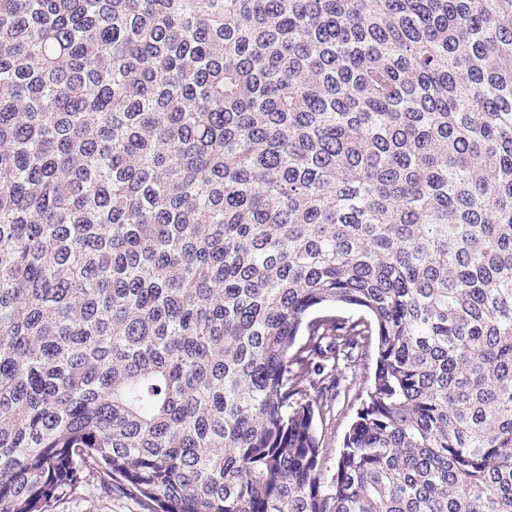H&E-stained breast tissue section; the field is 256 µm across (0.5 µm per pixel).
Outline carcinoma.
Returning <instances> with one entry per match:
<instances>
[{
    "label": "carcinoma",
    "mask_w": 512,
    "mask_h": 512,
    "mask_svg": "<svg viewBox=\"0 0 512 512\" xmlns=\"http://www.w3.org/2000/svg\"><path fill=\"white\" fill-rule=\"evenodd\" d=\"M91 479L512 512V0H0V512ZM358 402L354 396L344 399L342 396L336 401V416L323 422L318 421L319 433L324 438V453L322 457L323 472L329 474L336 463L337 450L348 428L349 422L355 412Z\"/></svg>",
    "instance_id": "obj_1"
}]
</instances>
